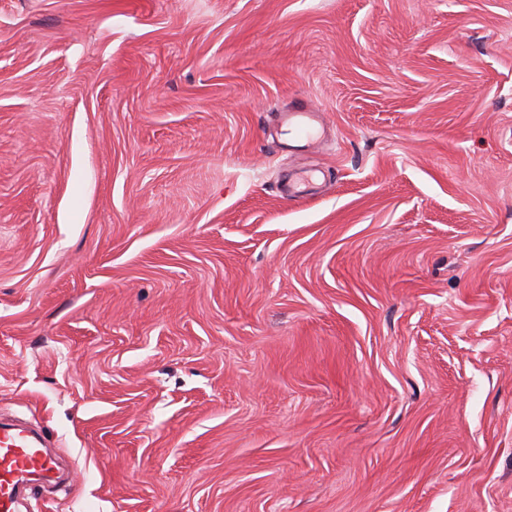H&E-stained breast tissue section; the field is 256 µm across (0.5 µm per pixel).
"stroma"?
<instances>
[{"label":"stroma","mask_w":512,"mask_h":512,"mask_svg":"<svg viewBox=\"0 0 512 512\" xmlns=\"http://www.w3.org/2000/svg\"><path fill=\"white\" fill-rule=\"evenodd\" d=\"M0 413L23 512H512V0H0ZM283 124L291 128L301 146L310 145L320 139L321 125L318 114L305 99H295L287 112H281ZM57 463L48 454L43 438L26 427L0 422V511L17 512L20 484L49 480Z\"/></svg>","instance_id":"1"}]
</instances>
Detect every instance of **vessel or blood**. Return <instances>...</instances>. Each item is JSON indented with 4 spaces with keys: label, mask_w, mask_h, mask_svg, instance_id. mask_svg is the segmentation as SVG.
Returning <instances> with one entry per match:
<instances>
[{
    "label": "vessel or blood",
    "mask_w": 512,
    "mask_h": 512,
    "mask_svg": "<svg viewBox=\"0 0 512 512\" xmlns=\"http://www.w3.org/2000/svg\"><path fill=\"white\" fill-rule=\"evenodd\" d=\"M282 119L303 145L319 140L318 114L305 99L293 100ZM56 470L57 463L45 450L42 437L24 426L0 422V512H17L20 484L51 479Z\"/></svg>",
    "instance_id": "vessel-or-blood-1"
}]
</instances>
